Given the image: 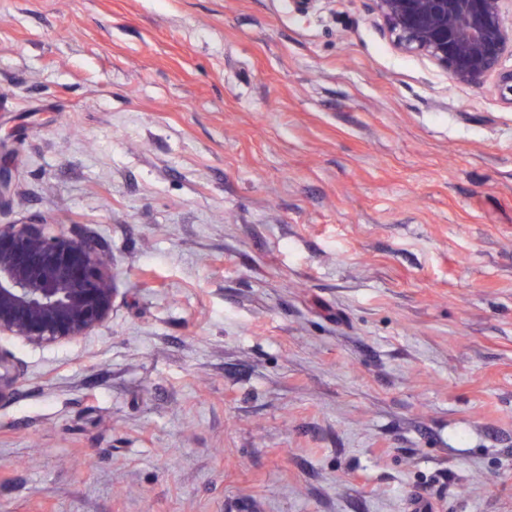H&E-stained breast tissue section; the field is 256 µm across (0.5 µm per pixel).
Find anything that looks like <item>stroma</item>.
I'll return each mask as SVG.
<instances>
[{
  "instance_id": "obj_1",
  "label": "stroma",
  "mask_w": 512,
  "mask_h": 512,
  "mask_svg": "<svg viewBox=\"0 0 512 512\" xmlns=\"http://www.w3.org/2000/svg\"><path fill=\"white\" fill-rule=\"evenodd\" d=\"M0 165L119 288L0 341V512H512L497 75L372 0H0ZM18 381L19 374L10 354L0 347V404L12 398Z\"/></svg>"
}]
</instances>
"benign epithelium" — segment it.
Returning <instances> with one entry per match:
<instances>
[{
  "mask_svg": "<svg viewBox=\"0 0 512 512\" xmlns=\"http://www.w3.org/2000/svg\"><path fill=\"white\" fill-rule=\"evenodd\" d=\"M502 0H373L397 47L418 52L452 79L479 85L512 52ZM114 275L100 252L65 224L0 225V339L60 344L85 338L110 317ZM19 374L0 347V404Z\"/></svg>",
  "mask_w": 512,
  "mask_h": 512,
  "instance_id": "obj_1",
  "label": "benign epithelium"
}]
</instances>
